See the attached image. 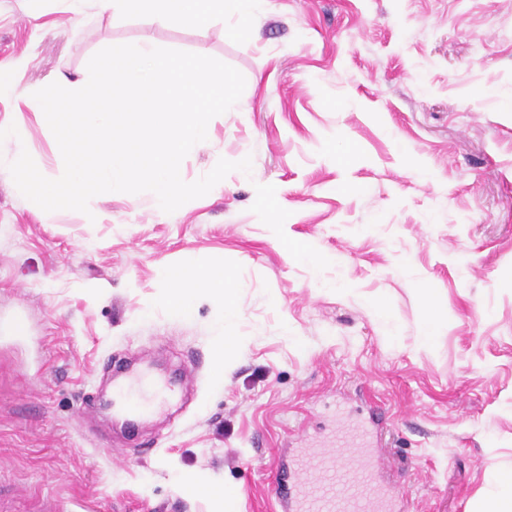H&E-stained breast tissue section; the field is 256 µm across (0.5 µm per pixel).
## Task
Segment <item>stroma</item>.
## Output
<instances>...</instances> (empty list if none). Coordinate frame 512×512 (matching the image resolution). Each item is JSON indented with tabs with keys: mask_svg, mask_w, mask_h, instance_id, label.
I'll list each match as a JSON object with an SVG mask.
<instances>
[{
	"mask_svg": "<svg viewBox=\"0 0 512 512\" xmlns=\"http://www.w3.org/2000/svg\"><path fill=\"white\" fill-rule=\"evenodd\" d=\"M205 51L244 92L186 159L196 181L251 158L221 192L158 213L148 193L93 197L111 214L45 212L0 167V512L90 499L98 512H274L279 449L324 439L336 400L385 409L381 471L409 512H472L485 467L512 469V0H267L244 27L102 12L94 0H0V123L59 177L55 141L18 95L75 81L99 50ZM222 266L236 322L212 296L164 304L163 267ZM447 307L419 337L420 288ZM387 312L379 317L371 307ZM241 347L222 360L218 330ZM189 371L188 393L112 430L111 358ZM110 440L111 452L102 449ZM419 299L421 303L430 310L437 308V301L435 298V292L431 288H420ZM444 313L433 312L432 316L428 319L424 332L420 337L423 344L432 343L441 331V324L443 322Z\"/></svg>",
	"mask_w": 512,
	"mask_h": 512,
	"instance_id": "obj_1",
	"label": "stroma"
}]
</instances>
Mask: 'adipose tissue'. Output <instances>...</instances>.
Masks as SVG:
<instances>
[{"mask_svg": "<svg viewBox=\"0 0 512 512\" xmlns=\"http://www.w3.org/2000/svg\"><path fill=\"white\" fill-rule=\"evenodd\" d=\"M105 11L122 15L147 16L160 23L180 24L201 28L217 15L231 11L249 18L258 11L264 0H98ZM186 275L174 280L170 269H163L161 277L167 290L165 303L175 311H183L198 295L210 294L222 301V322L232 325L238 318L237 308L230 302L231 286L223 271L207 264L189 260L184 262Z\"/></svg>", "mask_w": 512, "mask_h": 512, "instance_id": "adipose-tissue-1", "label": "adipose tissue"}]
</instances>
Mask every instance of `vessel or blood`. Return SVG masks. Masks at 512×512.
I'll return each mask as SVG.
<instances>
[{"label":"vessel or blood","instance_id":"1","mask_svg":"<svg viewBox=\"0 0 512 512\" xmlns=\"http://www.w3.org/2000/svg\"><path fill=\"white\" fill-rule=\"evenodd\" d=\"M171 394L170 386L153 384L146 373H134L114 385L112 409L131 425ZM385 423L384 413L368 407L359 422L362 440L348 463L337 448L304 444L289 449L275 475L279 512H408L406 492L382 477L371 445Z\"/></svg>","mask_w":512,"mask_h":512}]
</instances>
